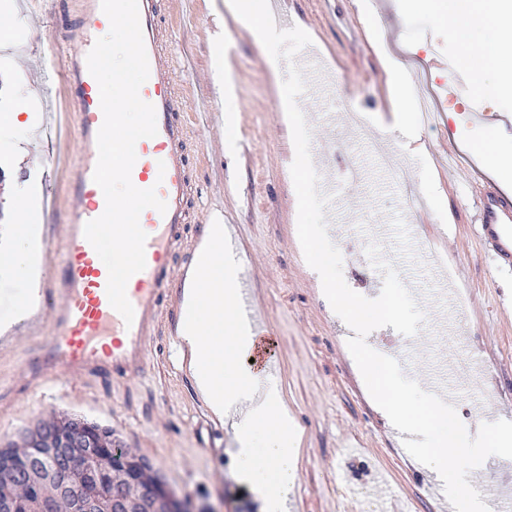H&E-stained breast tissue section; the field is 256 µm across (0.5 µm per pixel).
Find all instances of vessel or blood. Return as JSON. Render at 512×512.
<instances>
[{
	"instance_id": "b4317fda",
	"label": "vessel or blood",
	"mask_w": 512,
	"mask_h": 512,
	"mask_svg": "<svg viewBox=\"0 0 512 512\" xmlns=\"http://www.w3.org/2000/svg\"><path fill=\"white\" fill-rule=\"evenodd\" d=\"M138 4L150 70L139 94L156 109L157 134L137 142L131 181L137 188L155 189L167 210L148 208L140 215V226L147 235L146 266L127 283L134 321L125 324L107 296L108 270L84 236L86 223L101 216L106 206L102 190L92 179L103 112L99 86L87 69L86 56L108 29L109 20L100 0H74L81 20L66 34L70 48L60 56L52 84L75 102L80 161L69 173L65 199L46 197L50 218L62 226L65 259L58 263L47 258L54 273L40 288L46 310L25 320L33 334L46 337L38 359L27 368L26 376L32 381L61 374L72 380L107 375L113 383H125L145 371L147 343L162 326H169L170 336L180 337L190 316L189 289L197 282L194 257L203 242L202 235H191L190 227L207 221L189 174L201 142L186 117L175 60L166 48L173 31L162 15L160 0H138ZM475 192L480 237L497 270L512 273V195L491 180L477 183ZM180 252L185 255L181 263L176 260ZM241 306L254 318L255 366L263 374H273L277 345L266 325L255 317L256 295L244 291ZM392 354L411 378L425 382L433 393L447 394L438 371L418 368L404 349H393Z\"/></svg>"
}]
</instances>
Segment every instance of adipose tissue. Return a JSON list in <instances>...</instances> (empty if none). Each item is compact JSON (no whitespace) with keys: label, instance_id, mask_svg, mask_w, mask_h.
Wrapping results in <instances>:
<instances>
[{"label":"adipose tissue","instance_id":"ef3b65f1","mask_svg":"<svg viewBox=\"0 0 512 512\" xmlns=\"http://www.w3.org/2000/svg\"><path fill=\"white\" fill-rule=\"evenodd\" d=\"M448 36L472 45L463 66L477 92L512 99V0H417ZM383 69L390 86L394 127L408 135L414 127L411 90L400 62L385 55ZM12 245L0 268L32 277L34 231L26 215L9 228ZM209 245L198 264L192 316L183 339L193 351L197 389L212 412L240 418L233 424L237 447L234 461L240 476L262 502L263 512H284L288 488L295 478L300 437L282 391L263 378L251 363L254 336L249 321L237 310V266L224 254V227H208Z\"/></svg>","mask_w":512,"mask_h":512}]
</instances>
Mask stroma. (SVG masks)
I'll list each match as a JSON object with an SVG mask.
<instances>
[{"label":"stroma","mask_w":512,"mask_h":512,"mask_svg":"<svg viewBox=\"0 0 512 512\" xmlns=\"http://www.w3.org/2000/svg\"><path fill=\"white\" fill-rule=\"evenodd\" d=\"M25 0H0V25L10 28V49H0V80L10 92L30 95L35 125L0 136V165L25 189L37 210L43 250L59 251L58 234L46 230L45 188L63 191L78 159V132L69 125L52 183L38 162L46 143L43 106L51 95L42 56L60 50L63 30L54 18L61 0H45L40 15ZM177 40L172 45L187 110L204 144L193 164L203 211L236 225L235 259L251 272V286L277 343V381L303 432L302 454L288 492V512H433L431 473L395 442V428L370 397L347 347L348 332L308 266L297 235V196L290 167L291 128L280 107L282 76L264 63L265 49L234 15L230 0H161ZM296 26L312 38L334 97L312 102L305 116L322 143L313 164L336 186L326 209L328 233L343 256L354 291L369 295L383 277L365 253L371 226L391 227L388 262H399L403 283L425 313L418 335L392 327L378 335L417 351L420 365L445 367L454 383L458 416L477 401L512 418V275L499 274L479 238L472 182L487 177L480 159L463 145L485 133L512 144L505 124L480 125L485 110L512 118V100L476 95L460 61L467 44L429 22L415 0H288ZM222 48L237 97L236 131L222 148L218 134L224 83L213 60ZM399 57L407 79L423 74V91L435 118L416 125L412 142L388 133L387 76L379 50ZM451 153H444V145ZM403 173L387 180L384 158ZM363 181L348 182L353 161ZM37 302L25 279L0 272V327H9L0 351V444L17 439L51 411H68L111 427L115 437L146 458L163 482L194 512H261L262 505L236 471L231 430H218L196 399L190 373L178 369L167 337L149 345L145 373L118 386L100 376L71 383L55 375L25 381L22 369L39 351L41 337L19 327L23 301Z\"/></svg>","instance_id":"obj_1"}]
</instances>
